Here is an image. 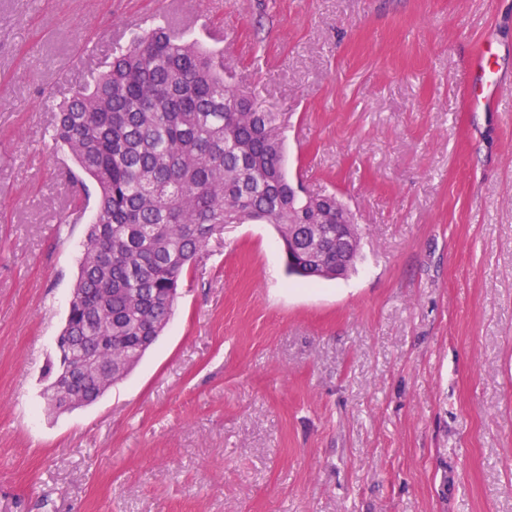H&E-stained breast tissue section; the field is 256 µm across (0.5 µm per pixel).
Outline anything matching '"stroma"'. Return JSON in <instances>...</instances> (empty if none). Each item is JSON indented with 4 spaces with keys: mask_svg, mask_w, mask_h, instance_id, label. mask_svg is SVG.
Segmentation results:
<instances>
[{
    "mask_svg": "<svg viewBox=\"0 0 512 512\" xmlns=\"http://www.w3.org/2000/svg\"><path fill=\"white\" fill-rule=\"evenodd\" d=\"M274 113L288 175L336 193L348 277H289L232 224L158 342L49 408L94 204L45 131L166 0H0V512H512V0H182ZM502 95L468 109L476 41Z\"/></svg>",
    "mask_w": 512,
    "mask_h": 512,
    "instance_id": "1",
    "label": "stroma"
}]
</instances>
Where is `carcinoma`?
Instances as JSON below:
<instances>
[{"label":"carcinoma","mask_w":512,"mask_h":512,"mask_svg":"<svg viewBox=\"0 0 512 512\" xmlns=\"http://www.w3.org/2000/svg\"><path fill=\"white\" fill-rule=\"evenodd\" d=\"M48 129L98 190L60 342L57 369L102 363L122 380L167 325L179 282L227 224L288 225L336 195L288 196L276 116L226 80L223 55L158 25L116 47L109 69L54 104ZM108 389L92 373L87 404Z\"/></svg>","instance_id":"carcinoma-1"}]
</instances>
